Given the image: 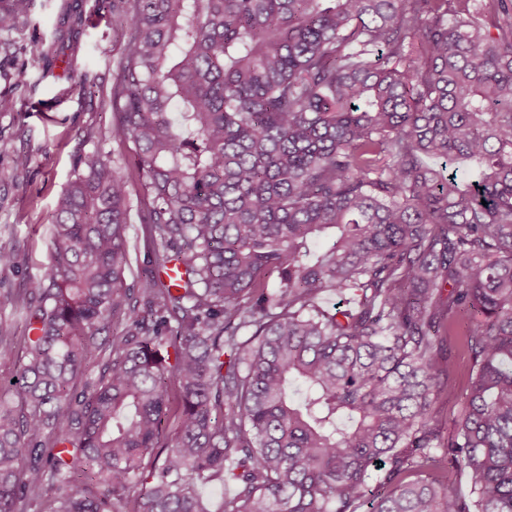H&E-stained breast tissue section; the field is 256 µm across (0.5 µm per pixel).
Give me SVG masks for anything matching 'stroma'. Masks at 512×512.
<instances>
[{
  "instance_id": "obj_1",
  "label": "stroma",
  "mask_w": 512,
  "mask_h": 512,
  "mask_svg": "<svg viewBox=\"0 0 512 512\" xmlns=\"http://www.w3.org/2000/svg\"><path fill=\"white\" fill-rule=\"evenodd\" d=\"M61 0H33L28 21L0 35V90L8 88L15 69L51 40L59 23ZM87 17L74 68L57 63L52 72L29 75L35 91L16 94L13 108L0 112V246L19 256L15 267L0 268V325L14 336L26 331L22 299L29 281L49 265V239L56 197L73 177L81 158L103 153L126 165V148L112 137L116 116L105 106L115 75L112 63L122 37L110 24L112 0H82ZM94 79L95 96L77 87L81 75ZM28 155L27 170L15 157ZM143 205L132 195L129 212L127 280H134L149 258L143 231Z\"/></svg>"
}]
</instances>
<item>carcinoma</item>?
Returning <instances> with one entry per match:
<instances>
[{
  "label": "carcinoma",
  "instance_id": "carcinoma-1",
  "mask_svg": "<svg viewBox=\"0 0 512 512\" xmlns=\"http://www.w3.org/2000/svg\"><path fill=\"white\" fill-rule=\"evenodd\" d=\"M63 22L76 52L79 0ZM112 27L132 162L82 161L28 335L0 328L28 356L0 512H205L214 482L222 512H512V0H112ZM64 55L58 29L12 89ZM131 203L129 212V254L128 268L126 270L127 282H132L146 266L149 258L148 242L143 231L142 216L143 204L140 202L138 186L131 187ZM463 400L464 395L458 384L455 389L448 390V398L441 400L439 413L437 414L443 426L448 427L451 417L457 413Z\"/></svg>",
  "mask_w": 512,
  "mask_h": 512
}]
</instances>
